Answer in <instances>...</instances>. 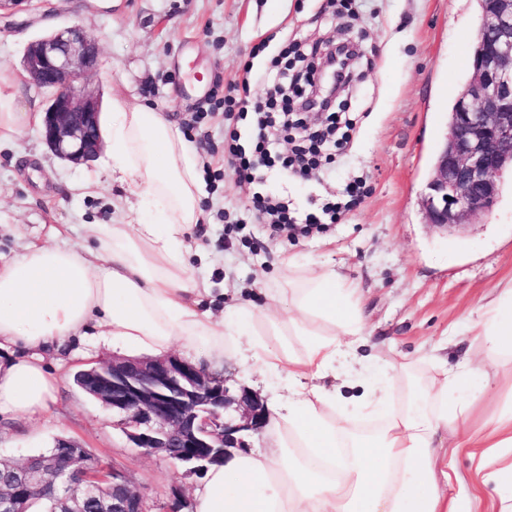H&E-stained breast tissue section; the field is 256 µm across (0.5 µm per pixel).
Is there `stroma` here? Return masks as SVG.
<instances>
[{
  "instance_id": "1",
  "label": "stroma",
  "mask_w": 512,
  "mask_h": 512,
  "mask_svg": "<svg viewBox=\"0 0 512 512\" xmlns=\"http://www.w3.org/2000/svg\"><path fill=\"white\" fill-rule=\"evenodd\" d=\"M478 0H352L347 23L336 0H51L49 6L0 14V93L24 77L29 42L78 24L101 46L85 89L109 111L113 96L165 112L195 144L198 162L220 173L202 189L203 216L187 239V257L212 284L211 307L247 299L263 305L284 275L281 261L325 264L360 285L369 341L364 355L415 360L423 376L468 357L482 363L493 387L465 422L479 432L512 401V358L484 359L472 331L482 307L512 286V176L501 198L465 233L426 223L421 200L458 89L470 75L469 50L479 27ZM355 38L362 56L342 92L355 117L352 139L335 163L308 179L263 168L256 185L238 182L224 149V99L248 79L250 101L272 89L269 61L288 44L301 50ZM100 185L83 189L88 174ZM366 183L360 204L328 232L271 235L247 208L259 191L288 202L297 215L342 200L353 179ZM117 191L103 158L73 165L55 157L32 126L0 144V252L46 238L53 224H108ZM78 346L65 356L66 380L39 425L0 424V460L22 464L63 438L104 460L139 487L145 512H169L184 475L160 454H143L124 420L78 388L80 368L109 357ZM483 378V379H486ZM483 379L474 378L473 387Z\"/></svg>"
}]
</instances>
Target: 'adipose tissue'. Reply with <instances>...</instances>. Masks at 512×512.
Segmentation results:
<instances>
[{"label": "adipose tissue", "instance_id": "adipose-tissue-1", "mask_svg": "<svg viewBox=\"0 0 512 512\" xmlns=\"http://www.w3.org/2000/svg\"><path fill=\"white\" fill-rule=\"evenodd\" d=\"M107 157L121 189L111 223L62 224L52 243L0 253V418L48 410L63 378L46 360L77 340L127 356L178 347L194 364L220 363L229 348L277 390L266 403L269 446L209 467L192 512H512V487L499 481L512 474V404L441 451L483 398L465 385L480 372L471 359L425 381L416 362L384 360L366 383L358 283L291 257L264 306L214 311L185 255L202 217L193 146L162 112L116 97ZM279 306L286 315H274ZM475 328L486 358L512 354V289L484 306ZM328 379L362 384L352 409H339ZM461 452L474 478L455 495L448 457Z\"/></svg>", "mask_w": 512, "mask_h": 512}]
</instances>
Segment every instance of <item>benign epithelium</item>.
I'll return each mask as SVG.
<instances>
[{
	"mask_svg": "<svg viewBox=\"0 0 512 512\" xmlns=\"http://www.w3.org/2000/svg\"><path fill=\"white\" fill-rule=\"evenodd\" d=\"M483 3L472 69L450 113L444 141L422 198L426 223L461 232L489 212L501 194V178L512 171V0ZM99 40L80 25L56 29L28 44L23 66L45 89L41 136L59 159L74 164L103 147L96 99L81 93L99 65ZM83 389L101 406L124 417L127 437L146 454L163 453L187 474L246 448L245 437L266 425L264 400L227 377L178 357H112L85 370ZM57 471L14 465L0 478V512H18L28 493L77 499L90 490L83 449L58 445ZM112 512H144L143 498L119 473H112Z\"/></svg>",
	"mask_w": 512,
	"mask_h": 512,
	"instance_id": "obj_1",
	"label": "benign epithelium"
}]
</instances>
